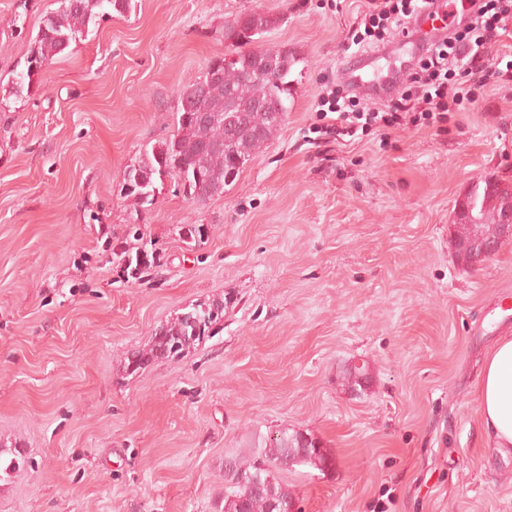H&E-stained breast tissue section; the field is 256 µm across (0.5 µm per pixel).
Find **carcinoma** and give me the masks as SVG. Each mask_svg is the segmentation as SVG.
<instances>
[{
  "instance_id": "1",
  "label": "carcinoma",
  "mask_w": 512,
  "mask_h": 512,
  "mask_svg": "<svg viewBox=\"0 0 512 512\" xmlns=\"http://www.w3.org/2000/svg\"><path fill=\"white\" fill-rule=\"evenodd\" d=\"M60 8L45 16L34 38L29 41L25 68L19 73L13 85V93L19 95L31 89L33 79L42 76V71L34 67L40 61L51 66L56 57L71 43L88 35L90 28L112 12L119 14L130 9V0H60ZM248 24L240 25L241 19L225 30V38L232 40L240 49L231 53L230 58L210 61L197 80L203 82L206 93L195 104L185 103L187 88L179 92L178 132L172 138L161 141L145 150L133 170L140 173L145 183L143 194L138 200H146L151 205L155 198V183L161 178V167L185 168L189 182L183 184L191 198H198L195 174L208 179L214 194L224 193L230 184L228 178L233 171V159L237 156L250 158L257 153L277 130L269 118V113L252 110V103L267 100L287 111L289 80L295 58L284 51L281 68L272 78H247L246 72L255 69L263 48L254 46L269 30L275 27L278 18L265 12L247 14ZM235 90L237 105L245 110L244 116L253 129L249 137L231 138L223 122L201 124L196 118L198 112L224 111L225 90ZM512 195V188L488 187L474 189L473 203L483 216L482 230L488 237L495 236L496 201ZM120 260L127 262L124 272L134 280L150 274L155 267V257L146 260L140 255L123 249ZM227 303L200 304L181 313L173 321L160 327L146 349L127 354L125 369L136 372L148 363L162 359L176 361L204 336L216 334L217 325L224 318ZM203 324L204 331H195L193 321ZM312 465L320 470L328 465L326 457L316 449L311 438L300 435H283L270 440L265 447L258 449V455L244 463L236 458L225 462L224 492L222 512H279L278 506L292 504L288 489L272 475V469L284 470L288 467ZM263 486V492L255 493L251 487Z\"/></svg>"
}]
</instances>
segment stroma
Listing matches in <instances>:
<instances>
[{
    "label": "stroma",
    "instance_id": "35a3bbf8",
    "mask_svg": "<svg viewBox=\"0 0 512 512\" xmlns=\"http://www.w3.org/2000/svg\"><path fill=\"white\" fill-rule=\"evenodd\" d=\"M360 4L132 0L16 96L60 3L0 0V446L26 459L0 512H219L226 459L284 432L331 460L279 472L295 512H512V451L487 445L477 393L512 336V240L469 265L455 212L484 180L512 187V86L442 132L316 139ZM253 11L278 18L263 46L297 59L284 122L224 194L198 203L167 177L153 204L122 195ZM131 224L158 257L140 282L113 253ZM226 298L215 336L126 372L160 326Z\"/></svg>",
    "mask_w": 512,
    "mask_h": 512
}]
</instances>
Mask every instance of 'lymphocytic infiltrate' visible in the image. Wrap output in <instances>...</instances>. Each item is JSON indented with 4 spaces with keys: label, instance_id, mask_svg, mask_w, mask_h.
<instances>
[{
    "label": "lymphocytic infiltrate",
    "instance_id": "1",
    "mask_svg": "<svg viewBox=\"0 0 512 512\" xmlns=\"http://www.w3.org/2000/svg\"><path fill=\"white\" fill-rule=\"evenodd\" d=\"M426 0H366L361 12L364 25L407 31V21L422 13ZM474 12L467 27L453 30L448 39L425 48L410 67L404 87L385 108L362 107L345 111L338 103L342 87H328L320 94L318 110L331 116L330 131L354 135L359 127L395 128L405 121H420L444 130L452 113L473 104L490 83H512V65L501 66L489 46L512 29V0H472Z\"/></svg>",
    "mask_w": 512,
    "mask_h": 512
}]
</instances>
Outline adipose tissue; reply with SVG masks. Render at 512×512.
Segmentation results:
<instances>
[{
  "instance_id": "ef3b65f1",
  "label": "adipose tissue",
  "mask_w": 512,
  "mask_h": 512,
  "mask_svg": "<svg viewBox=\"0 0 512 512\" xmlns=\"http://www.w3.org/2000/svg\"><path fill=\"white\" fill-rule=\"evenodd\" d=\"M481 426L489 442L512 448V337L489 351L479 383Z\"/></svg>"
}]
</instances>
